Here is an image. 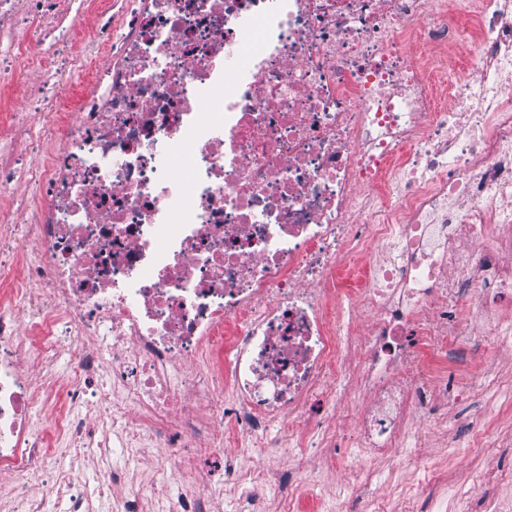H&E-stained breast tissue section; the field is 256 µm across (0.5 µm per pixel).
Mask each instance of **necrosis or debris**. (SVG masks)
<instances>
[{
  "label": "necrosis or debris",
  "instance_id": "obj_1",
  "mask_svg": "<svg viewBox=\"0 0 512 512\" xmlns=\"http://www.w3.org/2000/svg\"><path fill=\"white\" fill-rule=\"evenodd\" d=\"M5 34L49 133L0 114L38 157L0 156V186L35 188L25 223L0 209V475L40 487L24 512L117 484L116 512H154L117 468L94 493L47 475L61 441L168 447L169 476L203 451L282 512L268 450L342 441L353 495L463 399L433 358L512 335V0H0ZM70 65L85 89L49 96Z\"/></svg>",
  "mask_w": 512,
  "mask_h": 512
}]
</instances>
